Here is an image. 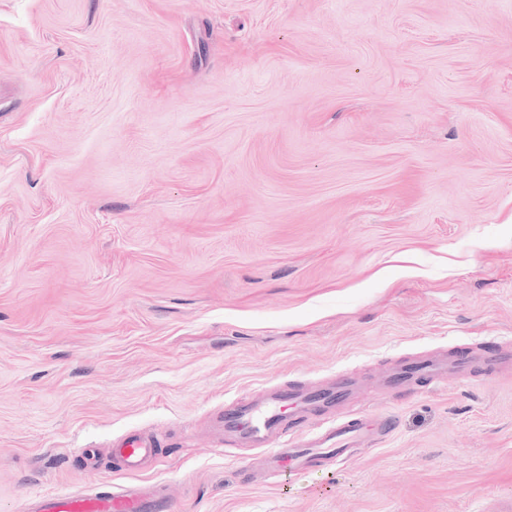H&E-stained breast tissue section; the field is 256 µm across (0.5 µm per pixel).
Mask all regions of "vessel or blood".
<instances>
[{"label": "vessel or blood", "instance_id": "b4317fda", "mask_svg": "<svg viewBox=\"0 0 512 512\" xmlns=\"http://www.w3.org/2000/svg\"><path fill=\"white\" fill-rule=\"evenodd\" d=\"M511 367L512 355L486 353L477 357L459 351L444 360L414 359L392 373L387 384L395 391L410 387L422 377L465 375L477 368L498 373ZM352 389L353 381L347 377L314 389H278L262 401L219 410L212 419V427L220 437L241 438L259 448L273 473L305 471L323 461L340 462L357 449L370 447L380 435L390 433L392 419L349 412L313 434L300 430L288 433L283 424L294 414L345 402ZM156 446L153 437L139 433L117 439L112 445V457L127 475V483L113 485L106 492L38 494L25 500L22 512H167L169 499L164 488L139 477Z\"/></svg>", "mask_w": 512, "mask_h": 512}]
</instances>
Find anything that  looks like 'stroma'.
<instances>
[{
    "label": "stroma",
    "mask_w": 512,
    "mask_h": 512,
    "mask_svg": "<svg viewBox=\"0 0 512 512\" xmlns=\"http://www.w3.org/2000/svg\"><path fill=\"white\" fill-rule=\"evenodd\" d=\"M512 0H0V512H512ZM346 375L393 430L253 478L213 410ZM511 367L512 353L508 357L500 352L476 357L468 351H458L445 360L416 358L392 373L387 378V385L395 391L410 387L422 376L433 379L447 375H466L475 368L493 374L500 373L505 368L510 371ZM155 448L153 437L139 433L117 439L112 445V458L135 481L114 484L106 492L38 494L25 500L22 512H167L169 499L164 488L137 478Z\"/></svg>",
    "instance_id": "1"
}]
</instances>
